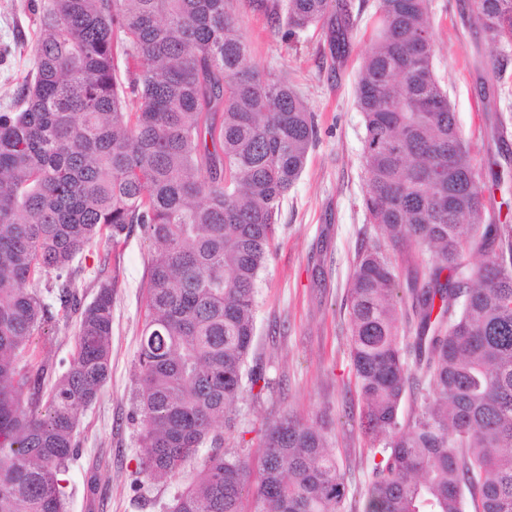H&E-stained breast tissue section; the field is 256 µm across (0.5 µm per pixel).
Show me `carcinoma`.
I'll return each instance as SVG.
<instances>
[{
    "instance_id": "obj_1",
    "label": "carcinoma",
    "mask_w": 512,
    "mask_h": 512,
    "mask_svg": "<svg viewBox=\"0 0 512 512\" xmlns=\"http://www.w3.org/2000/svg\"><path fill=\"white\" fill-rule=\"evenodd\" d=\"M29 2L33 68L0 108V512H63L79 412L111 375L103 274L135 225L154 246L138 474H176L205 448L167 512H344L350 488L323 427L274 418L255 473L245 449L224 450L243 380H265L246 369L258 284L317 139L314 113L292 81L251 64L229 0ZM260 3L283 39L328 30L333 54L353 27L345 0ZM372 7L356 105L376 236L357 252L346 303L372 440L361 512H512V225L487 221L437 73L429 0ZM468 22L502 78L512 0H473ZM121 55L135 62L125 79ZM94 242L104 254L88 301L75 275ZM389 248L409 263L402 297ZM44 271L54 282L41 295ZM58 315L76 316V346L52 378L31 345ZM413 392L423 408L404 422Z\"/></svg>"
}]
</instances>
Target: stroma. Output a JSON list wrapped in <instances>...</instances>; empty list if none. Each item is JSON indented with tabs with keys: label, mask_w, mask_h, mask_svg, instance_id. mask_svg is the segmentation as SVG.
<instances>
[{
	"label": "stroma",
	"mask_w": 512,
	"mask_h": 512,
	"mask_svg": "<svg viewBox=\"0 0 512 512\" xmlns=\"http://www.w3.org/2000/svg\"><path fill=\"white\" fill-rule=\"evenodd\" d=\"M472 0H430L437 67L457 114L459 131L483 185L500 180L486 201L488 217L512 202V57L501 84H492L489 52L480 33L465 26ZM249 56L297 85L315 114L319 137L306 166L281 206L275 245L261 274L257 337L249 365L268 382L245 393L238 429L258 460L257 439L274 416L290 412L326 424L350 486L345 512H359L369 463L359 426L360 407L349 358L346 285L362 240L373 236L362 208L363 119L355 103L358 66L371 40L355 21L346 53L332 58L329 35L312 29L287 41L273 32L253 0H230ZM36 41L28 0H0V104L33 66ZM150 244L133 232L116 250L110 274L112 377L99 399L81 410L77 427L81 458L64 475V512H165L200 465L187 462L178 476L136 487L140 425L133 421L140 385L136 358L144 321ZM74 319L45 326L32 342L51 363L69 358Z\"/></svg>",
	"instance_id": "35a3bbf8"
}]
</instances>
